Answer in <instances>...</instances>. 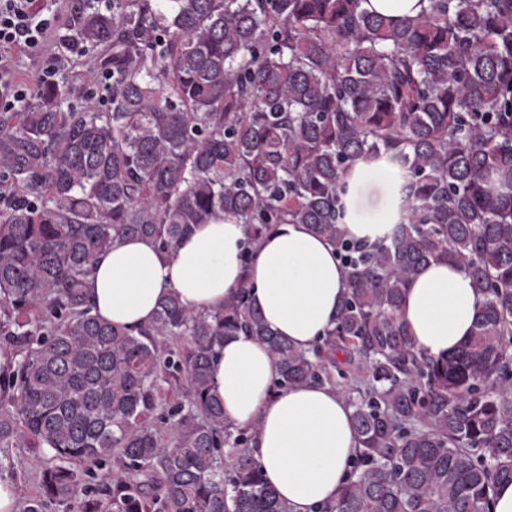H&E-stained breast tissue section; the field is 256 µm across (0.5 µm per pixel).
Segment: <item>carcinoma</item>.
<instances>
[{"mask_svg": "<svg viewBox=\"0 0 512 512\" xmlns=\"http://www.w3.org/2000/svg\"><path fill=\"white\" fill-rule=\"evenodd\" d=\"M364 0H112L79 30L111 43L109 106L60 110L44 85L0 113V470L41 466L23 512H290L249 433L224 417V337L264 343L278 389L368 365L340 394L360 448L315 512H491L512 482V0H427L393 19ZM396 149L402 220L346 237L359 158ZM258 238L308 224L346 267L312 350L275 335L247 287L210 314L175 294L128 329L94 314L95 257L125 237L166 253L220 217ZM460 263L484 296L454 355L419 352L396 318L424 266ZM112 472L90 486L82 465Z\"/></svg>", "mask_w": 512, "mask_h": 512, "instance_id": "1", "label": "carcinoma"}]
</instances>
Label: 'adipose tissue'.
<instances>
[{"instance_id": "adipose-tissue-1", "label": "adipose tissue", "mask_w": 512, "mask_h": 512, "mask_svg": "<svg viewBox=\"0 0 512 512\" xmlns=\"http://www.w3.org/2000/svg\"><path fill=\"white\" fill-rule=\"evenodd\" d=\"M402 175L393 151L352 164L342 197L350 239L371 244L392 229ZM245 284L272 331L308 350L334 327L346 276L333 246L308 225L276 224L255 240L247 225L223 220L198 226L167 254L144 239L117 241L94 259L88 291L101 319L135 328L152 321L168 293L214 311ZM482 303L468 272L434 262L409 283L396 316L420 352L445 358L468 338ZM276 377L255 337H227L218 350L214 380L225 417L251 431V453L291 512H314L335 502L350 473L359 446L353 411L331 385L278 391Z\"/></svg>"}]
</instances>
